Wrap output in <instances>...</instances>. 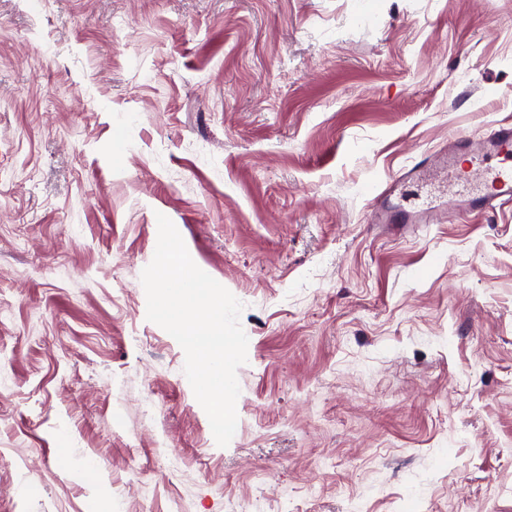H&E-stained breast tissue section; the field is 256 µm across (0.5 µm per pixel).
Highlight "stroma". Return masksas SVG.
Masks as SVG:
<instances>
[{
	"instance_id": "35a3bbf8",
	"label": "stroma",
	"mask_w": 512,
	"mask_h": 512,
	"mask_svg": "<svg viewBox=\"0 0 512 512\" xmlns=\"http://www.w3.org/2000/svg\"><path fill=\"white\" fill-rule=\"evenodd\" d=\"M499 122L512 0H0V512H512V207L362 189ZM161 214L244 305L224 447Z\"/></svg>"
}]
</instances>
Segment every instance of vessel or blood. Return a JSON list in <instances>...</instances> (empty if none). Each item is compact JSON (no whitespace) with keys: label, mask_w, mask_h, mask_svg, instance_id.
Returning a JSON list of instances; mask_svg holds the SVG:
<instances>
[{"label":"vessel or blood","mask_w":512,"mask_h":512,"mask_svg":"<svg viewBox=\"0 0 512 512\" xmlns=\"http://www.w3.org/2000/svg\"><path fill=\"white\" fill-rule=\"evenodd\" d=\"M512 153V124H497L482 137L454 134L444 151H427L394 178L365 187L375 224L457 223L465 215H485L512 205V165L491 166ZM453 176L457 208L447 212L436 176Z\"/></svg>","instance_id":"vessel-or-blood-1"}]
</instances>
